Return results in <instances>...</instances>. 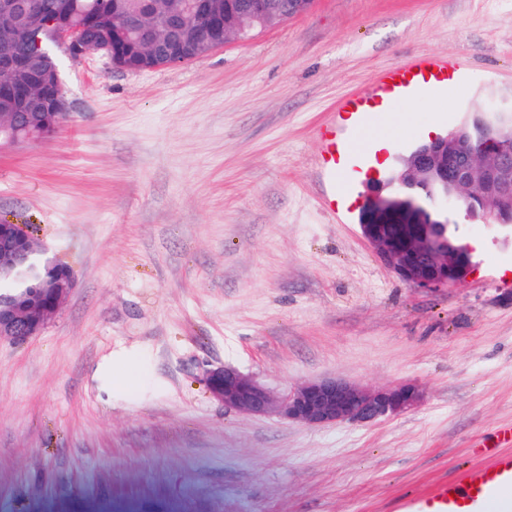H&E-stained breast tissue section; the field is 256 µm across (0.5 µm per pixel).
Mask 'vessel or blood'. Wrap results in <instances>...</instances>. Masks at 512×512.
Masks as SVG:
<instances>
[{"mask_svg":"<svg viewBox=\"0 0 512 512\" xmlns=\"http://www.w3.org/2000/svg\"><path fill=\"white\" fill-rule=\"evenodd\" d=\"M460 68L456 60H411L385 71L373 91L346 99L340 109L360 118L362 136L375 137L379 103L407 98L419 83L444 81ZM402 506L405 512H512V452L486 449L483 464L460 472L427 493L406 497Z\"/></svg>","mask_w":512,"mask_h":512,"instance_id":"obj_1","label":"vessel or blood"}]
</instances>
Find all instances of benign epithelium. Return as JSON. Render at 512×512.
<instances>
[{
    "label": "benign epithelium",
    "mask_w": 512,
    "mask_h": 512,
    "mask_svg": "<svg viewBox=\"0 0 512 512\" xmlns=\"http://www.w3.org/2000/svg\"><path fill=\"white\" fill-rule=\"evenodd\" d=\"M19 5L0 0V41L8 49L0 52V93L9 100V121L0 120V141H38L53 134L68 118L63 81L56 62L61 50L75 60L103 56L113 67L146 71L162 65L179 66L221 49L231 39L246 40L254 31L275 28L285 21L272 0H252L243 12L222 14L214 0H191L185 9L157 16L146 10L133 25L112 27V42L90 39L86 25L75 24L64 15L47 14L42 0H27L24 9L33 17L22 47L13 44L11 17ZM138 32V64L124 63L119 44L128 29ZM167 45L168 62L157 63L155 45ZM36 59L40 67L21 80L19 71ZM494 107L487 112H471L473 123L492 130L499 154L489 157L466 149L461 134L437 136L422 143L403 158L400 186L414 189L432 173H448V163L458 153L465 162L454 174L451 187L443 188L438 208L459 203L474 189L493 191L496 196L512 195V156L504 147L512 144V94L492 96ZM43 109L46 123L32 128L24 120L26 111ZM385 181L377 183L365 197L360 224L362 236L375 253L403 281L418 288L439 291L464 283L473 271L474 248L459 241L453 250L444 244L446 225L425 219V209L406 197L387 196ZM36 239L29 224H0V254L14 259L26 255ZM74 288L72 272L65 267L50 273L38 288L0 301V337L23 342L39 335ZM209 394L224 407L242 414H275L289 422L321 427L341 422L368 424L400 416L413 409L422 398L413 382L367 388L336 378L307 381L293 390L276 395L253 376L229 365L208 370Z\"/></svg>",
    "instance_id": "7a95c632"
}]
</instances>
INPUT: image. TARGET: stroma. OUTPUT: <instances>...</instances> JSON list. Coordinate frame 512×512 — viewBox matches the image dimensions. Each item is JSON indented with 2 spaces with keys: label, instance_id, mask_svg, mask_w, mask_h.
Masks as SVG:
<instances>
[{
  "label": "stroma",
  "instance_id": "obj_1",
  "mask_svg": "<svg viewBox=\"0 0 512 512\" xmlns=\"http://www.w3.org/2000/svg\"><path fill=\"white\" fill-rule=\"evenodd\" d=\"M417 56L460 83L378 115L390 155L512 88V0H315L178 67L59 56L69 122L0 145V221L30 224L75 286L40 335L0 338V512H396L512 425V246L460 286L401 281L359 228L370 152L334 192L321 130ZM229 364L284 394L414 382V410L307 427L210 397ZM132 378L116 387L107 369Z\"/></svg>",
  "mask_w": 512,
  "mask_h": 512
}]
</instances>
